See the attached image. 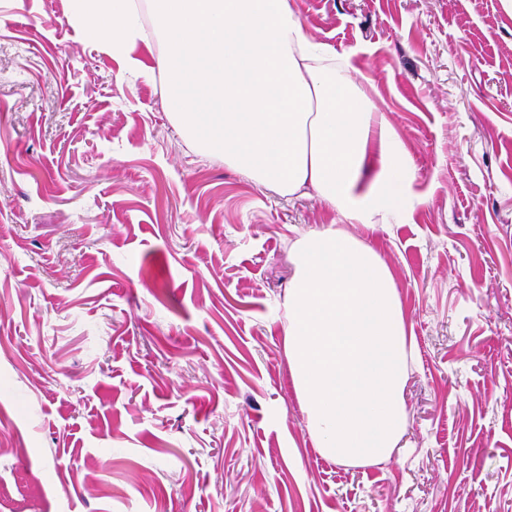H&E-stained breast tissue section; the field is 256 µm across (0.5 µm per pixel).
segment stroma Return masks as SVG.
<instances>
[{
  "label": "stroma",
  "mask_w": 512,
  "mask_h": 512,
  "mask_svg": "<svg viewBox=\"0 0 512 512\" xmlns=\"http://www.w3.org/2000/svg\"><path fill=\"white\" fill-rule=\"evenodd\" d=\"M418 171L353 226L415 342L390 459L322 456L283 348L336 215L191 146L63 0H0V512H512V0H292Z\"/></svg>",
  "instance_id": "stroma-1"
}]
</instances>
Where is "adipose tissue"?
I'll list each match as a JSON object with an SVG mask.
<instances>
[{
    "label": "adipose tissue",
    "mask_w": 512,
    "mask_h": 512,
    "mask_svg": "<svg viewBox=\"0 0 512 512\" xmlns=\"http://www.w3.org/2000/svg\"><path fill=\"white\" fill-rule=\"evenodd\" d=\"M67 0L123 71L159 76L185 139L283 196L316 197L339 223L291 250L283 344L306 429L327 458L386 461L405 430L414 340L391 267L350 225L405 221L417 169L373 120L350 55L304 28L290 0Z\"/></svg>",
    "instance_id": "ef3b65f1"
}]
</instances>
